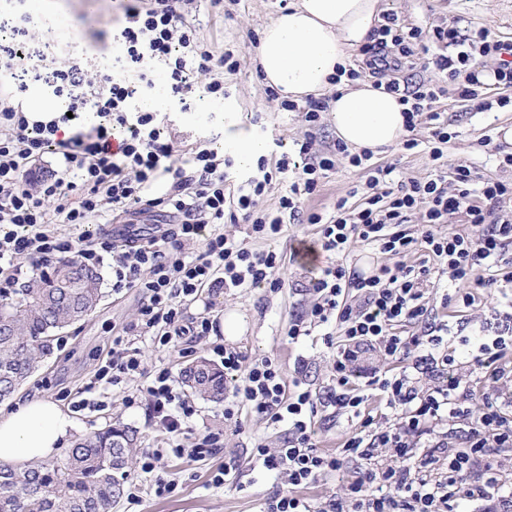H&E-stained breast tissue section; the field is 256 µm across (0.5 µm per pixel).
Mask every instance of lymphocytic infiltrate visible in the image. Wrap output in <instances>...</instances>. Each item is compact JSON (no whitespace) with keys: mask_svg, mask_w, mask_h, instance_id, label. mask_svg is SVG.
Masks as SVG:
<instances>
[{"mask_svg":"<svg viewBox=\"0 0 512 512\" xmlns=\"http://www.w3.org/2000/svg\"><path fill=\"white\" fill-rule=\"evenodd\" d=\"M194 2L126 0L123 22L110 31L121 51L114 75L92 70L79 58L59 63L50 44L32 43L35 23L28 14L0 20V74L11 78L0 93V224L10 227L0 235V297L16 292L35 268L68 254L90 266L111 258L113 290L136 288L143 294L136 320L113 337L94 374L95 382L117 385L144 372L134 337L150 336L165 346L182 336L195 343L210 335L213 320L185 314L203 288L220 282L228 288L285 287L279 274L282 259L275 251L252 249L248 240L221 232V224H245L248 239L262 240L275 238L291 220L318 225V242L329 259L309 280L305 291L314 302L291 321L288 338L295 341L319 328L325 345H332L334 335L345 338L333 362L334 388L318 394L290 386L273 358L248 366L238 349L217 350L224 376L233 383L225 422H236L245 407L267 423L288 425L279 447L259 443L252 450L264 469L284 475L288 483L287 491L265 500L263 512H455L462 499L498 498L501 485L490 475V458L512 451V421L504 414L512 407V366L502 362L508 343L501 336L480 343L473 365L485 372L483 408L469 417L463 449L449 451L447 433L435 431L434 424L468 417L464 404L472 393L458 376L453 351L441 348L443 327L432 322L426 299L433 274L447 276L456 298L468 304L472 289L487 287L486 272L512 266V216L505 209L512 202V183L479 179L460 164L435 171L423 182L394 184V166L378 165L371 169L363 203L352 207L342 198L329 214L308 213L305 200L338 159L361 167L371 158L367 151L349 154L340 141L318 150L308 137L295 156L281 155L272 166L258 161L256 173L242 179L235 193H226L233 164L213 149L211 137L176 153L161 135L159 113L135 105L151 92L150 67L156 63L165 71L171 96L182 104L223 96L224 77L235 74L238 64L231 54L201 45L188 19ZM451 47L456 55H448ZM504 47L482 29L467 36L453 25L426 30L402 25L391 15L360 53L370 73L389 74L386 89L403 105L407 131L429 121L430 153L437 160L451 135L433 104L448 88L435 83L409 89L401 86L398 73L414 66L417 51L435 49L434 66L456 81L459 97L469 101L485 86L471 66L475 59L497 60L496 84L512 86V63L503 60ZM199 72L209 74L208 83L198 84ZM34 81L49 98L62 101V108L34 115L23 103ZM89 112L95 122L88 127L81 118ZM50 152L58 154L59 167L35 171ZM277 178L287 180V193L276 209H260L267 186ZM134 207L167 212L175 222L160 237L135 242L104 234L73 237L59 230L63 224L77 228ZM459 213L479 229V236L437 232V225ZM414 214L419 222L411 230L407 223ZM199 240L204 249L197 252L193 246ZM356 240L393 257L394 265L365 274L340 263L339 255ZM416 250L431 256L432 264H404L403 256ZM412 322L422 325V335L399 334V326ZM423 345L441 349V381L421 388L404 373L372 376L371 386L400 414L397 425L377 423L366 410L367 395L352 382L361 349L376 347L394 359ZM141 401L150 419L165 429L169 452L197 461L223 447V431L187 435L186 422L195 408L168 369L157 370L144 391L125 397L129 406ZM322 408L359 422L333 455L322 453L315 442V418ZM348 458L363 461L367 479L348 483L345 499H328L316 509L298 495V488L340 470ZM474 472L480 480L463 483V476Z\"/></svg>","mask_w":512,"mask_h":512,"instance_id":"obj_1","label":"lymphocytic infiltrate"}]
</instances>
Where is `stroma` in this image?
I'll list each match as a JSON object with an SVG mask.
<instances>
[{
	"label": "stroma",
	"mask_w": 512,
	"mask_h": 512,
	"mask_svg": "<svg viewBox=\"0 0 512 512\" xmlns=\"http://www.w3.org/2000/svg\"><path fill=\"white\" fill-rule=\"evenodd\" d=\"M384 5L386 13L396 15L408 27L427 30L455 20L461 33L482 28L501 41H512V0H384ZM285 8L284 0H223L216 9L210 8L207 0H200L194 20L200 40L217 51L233 52L238 71L224 81L226 98L208 97L185 109L164 90L162 69H155L153 80L159 90L139 100L138 105L170 113L172 121L161 132L177 149L190 148L206 133L214 134L216 148H223L224 105L228 102L237 107L238 129L264 140L268 161L293 152L297 142L309 133L320 147L335 141L336 131L330 116H323L319 127L310 128L303 112L282 110L280 98L272 96L254 73L252 55L260 33ZM37 15L41 21L38 37L52 45L57 58L82 54L99 63L114 53L111 39L104 37L103 32L121 19L123 13L119 0H45ZM434 107L447 117L451 135L442 161H433L428 145L430 126L423 123L413 133L419 148L411 152L398 147L391 149L373 156L372 164L392 163L400 176L424 179L434 174L437 164L459 162L468 165L480 178L512 182V167L498 163L500 155L512 153V143L504 138L505 129L512 128V106L488 108L482 100L463 101L451 91L435 102ZM368 177L367 168L339 166L323 179L316 195L307 201V209L331 211L336 200L345 196L350 197L352 204H361L362 196L353 195L352 190L364 184ZM316 237V225L291 223L276 239L254 240L253 248L273 250L281 256L285 288L273 293L264 287L229 289L218 284L205 289L200 301L187 309L188 316L206 312L219 322L226 316L237 315L243 324L239 335L209 336L195 344L189 353L180 342L162 347L151 339H139L136 345L145 361V373L122 386L100 384L95 393L100 408L76 412V434L121 424L137 431L141 451L166 452L163 475L175 482L174 491L156 496L152 489L153 475L133 466L127 481L136 485L139 500L133 503L122 499L116 512H261L267 497L286 490L281 476L264 470L252 457L257 442L272 448L279 446L284 424H267L245 410L239 416V429H228L224 426L223 403L196 399L197 412L189 421L193 433L222 427L226 435L221 451L193 462L168 453L167 434L159 425L151 423L146 404L129 407L124 397L129 390L147 386L156 369L165 367L176 374L196 358L214 359L213 348L217 345L241 349L250 362L267 356L275 358L286 381L301 379L313 391L331 386L334 348H327L318 336L303 337L292 343L286 335L291 319L310 302L309 295L302 293V286L318 264L326 260L321 254L316 262H305L294 249L300 242L309 243ZM100 270L103 297L99 306L84 320L58 332L60 346L54 348L11 400L0 403V408L11 410L32 398L51 399L69 407L81 399L84 385L106 357L114 334L135 320L141 304V294L136 289L113 291L111 260H104ZM446 289L443 283L434 288L429 306L436 320L447 323L449 332L494 337L512 328V283L501 280L474 290V300L468 306L457 300L444 302ZM417 360L414 354L400 361L388 360L377 349L365 347L360 372L353 382L365 386V373L375 367L389 375L404 372L430 383V375L418 373ZM224 469L229 472L226 483L215 484L214 476Z\"/></svg>",
	"instance_id": "35a3bbf8"
}]
</instances>
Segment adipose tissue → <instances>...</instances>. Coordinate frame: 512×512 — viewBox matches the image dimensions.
Here are the masks:
<instances>
[{
	"mask_svg": "<svg viewBox=\"0 0 512 512\" xmlns=\"http://www.w3.org/2000/svg\"><path fill=\"white\" fill-rule=\"evenodd\" d=\"M383 0H295L264 27L256 66L262 82L281 98L301 100L335 89L331 122L351 152L381 154L406 134L404 107L373 80L341 79L352 51L369 42L382 24ZM74 422L56 402L34 398L0 412V463L19 465L52 458L67 444Z\"/></svg>",
	"mask_w": 512,
	"mask_h": 512,
	"instance_id": "1",
	"label": "adipose tissue"
}]
</instances>
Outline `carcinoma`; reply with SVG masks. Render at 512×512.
Masks as SVG:
<instances>
[{
  "label": "carcinoma",
  "mask_w": 512,
  "mask_h": 512,
  "mask_svg": "<svg viewBox=\"0 0 512 512\" xmlns=\"http://www.w3.org/2000/svg\"><path fill=\"white\" fill-rule=\"evenodd\" d=\"M101 284L98 270L62 260L18 296L0 298V402L51 354L56 331L96 308ZM181 378L202 398L224 395V371L204 359L184 367ZM136 448V430L110 426L79 437L59 461L0 464V512H113Z\"/></svg>",
  "instance_id": "obj_1"
}]
</instances>
